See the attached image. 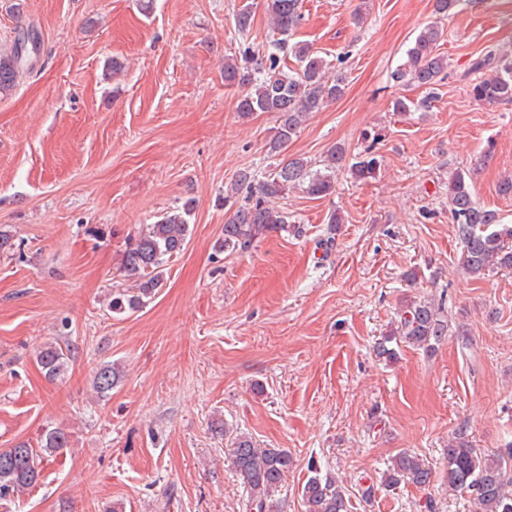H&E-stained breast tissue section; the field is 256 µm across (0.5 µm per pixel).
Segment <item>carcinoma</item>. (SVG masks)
<instances>
[{"label": "carcinoma", "mask_w": 512, "mask_h": 512, "mask_svg": "<svg viewBox=\"0 0 512 512\" xmlns=\"http://www.w3.org/2000/svg\"><path fill=\"white\" fill-rule=\"evenodd\" d=\"M461 0H434L438 20L424 27L407 51V59L394 74L398 82L414 83L429 90L441 79L448 67L445 56L437 52L444 35L440 20L448 18ZM274 34L278 38L271 49L250 48L243 59L224 58V86L237 88L241 93L237 112L243 118L270 112L277 115L275 134L266 143L267 151L280 154L297 136L307 116L323 110L330 102L344 95L346 76L339 73L326 78L329 64L307 41H292L301 23L300 0H267ZM39 50L38 36L28 33L17 37L7 52L0 53V94L6 95L26 66L25 57ZM288 54L295 66H281L280 54ZM490 70L486 78L470 85L471 97L481 104L512 103V46L490 51L472 64V70ZM344 148L327 151L319 160V168L304 158H293L278 164L277 171L262 181L242 171L234 180L231 192L244 191L239 204L224 224L222 247L230 251L246 250L252 241L264 234L288 230V216L272 202L294 189H301L313 198H326L336 191V172L347 167L358 180L375 177L380 167L374 156H365L346 164ZM473 177L461 171L448 178V209L457 224L463 243L461 263L473 276L494 269L512 268V226L501 223L498 213L481 206L473 192ZM193 203L165 214L155 224L147 225L128 245L122 273L131 288L116 291L112 312L134 313L145 307L156 295L161 284V270L166 258L180 253L188 242V217ZM448 336V315L445 307L428 299L411 300L400 308L392 333L376 346L378 356L396 357L392 342H407L427 352ZM70 351L59 345H48L39 353V362L46 375L57 377L65 371ZM119 382V371L110 364L97 372L94 389L106 397ZM227 440L233 468L245 485L248 498L246 512H269L272 494L283 486L293 467V455L286 448H259L251 437L229 427L216 426ZM69 447V435L61 428L47 429L42 434L40 448L24 442L0 449V500L10 501L34 487L41 479L47 458ZM448 490L467 495L477 512H512V443L495 453L485 454L467 441L448 444ZM432 471L417 455L399 452L383 475L387 488L409 483L424 488L431 483ZM309 512H348V499L332 474L322 472L311 464L309 476L301 488Z\"/></svg>", "instance_id": "obj_1"}]
</instances>
